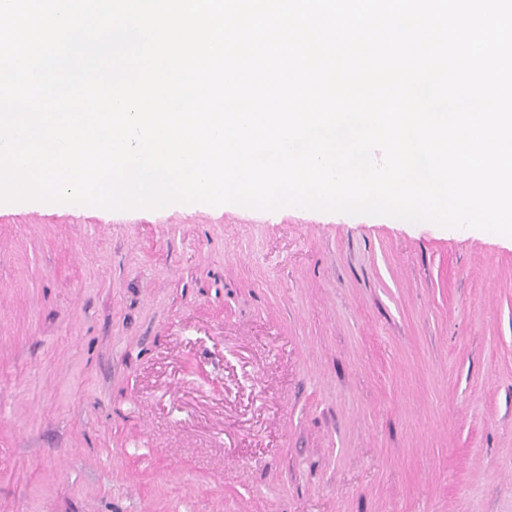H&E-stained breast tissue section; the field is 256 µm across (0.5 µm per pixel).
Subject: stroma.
<instances>
[{
    "mask_svg": "<svg viewBox=\"0 0 512 512\" xmlns=\"http://www.w3.org/2000/svg\"><path fill=\"white\" fill-rule=\"evenodd\" d=\"M0 512H512V246L1 207Z\"/></svg>",
    "mask_w": 512,
    "mask_h": 512,
    "instance_id": "obj_1",
    "label": "stroma"
}]
</instances>
